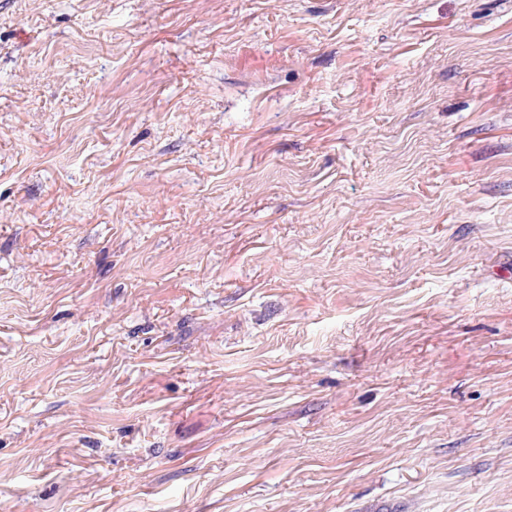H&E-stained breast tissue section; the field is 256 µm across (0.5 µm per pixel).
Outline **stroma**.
<instances>
[{"mask_svg": "<svg viewBox=\"0 0 512 512\" xmlns=\"http://www.w3.org/2000/svg\"><path fill=\"white\" fill-rule=\"evenodd\" d=\"M0 512H512V0H0Z\"/></svg>", "mask_w": 512, "mask_h": 512, "instance_id": "stroma-1", "label": "stroma"}]
</instances>
